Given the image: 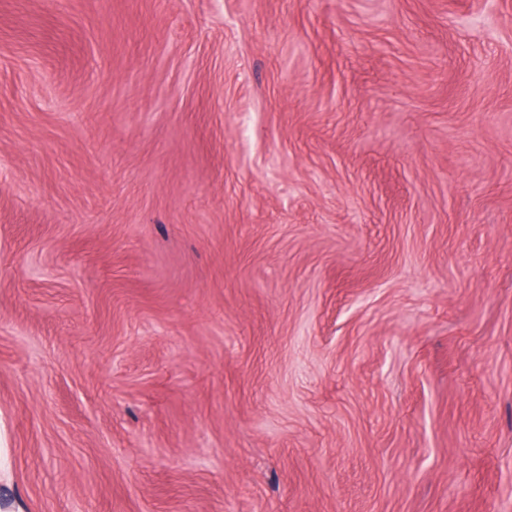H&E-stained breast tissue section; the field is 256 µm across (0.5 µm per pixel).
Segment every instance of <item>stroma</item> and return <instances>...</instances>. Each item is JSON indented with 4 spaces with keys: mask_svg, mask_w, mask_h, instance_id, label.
Listing matches in <instances>:
<instances>
[{
    "mask_svg": "<svg viewBox=\"0 0 512 512\" xmlns=\"http://www.w3.org/2000/svg\"><path fill=\"white\" fill-rule=\"evenodd\" d=\"M0 507L512 512V0H0Z\"/></svg>",
    "mask_w": 512,
    "mask_h": 512,
    "instance_id": "obj_1",
    "label": "stroma"
}]
</instances>
